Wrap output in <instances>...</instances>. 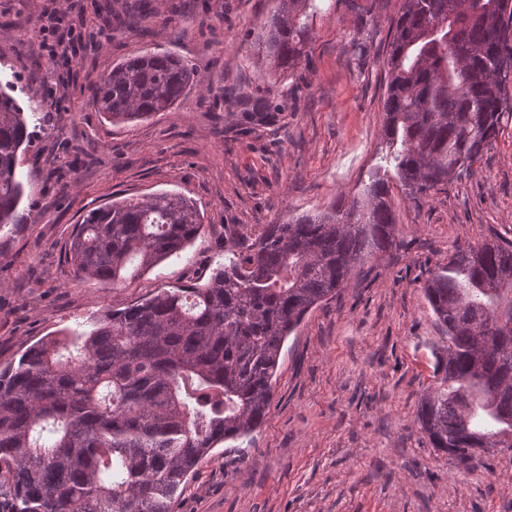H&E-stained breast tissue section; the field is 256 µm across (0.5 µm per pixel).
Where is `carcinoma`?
<instances>
[{
	"label": "carcinoma",
	"mask_w": 512,
	"mask_h": 512,
	"mask_svg": "<svg viewBox=\"0 0 512 512\" xmlns=\"http://www.w3.org/2000/svg\"><path fill=\"white\" fill-rule=\"evenodd\" d=\"M315 0H276L255 42L287 78L305 56ZM156 18L136 0L109 20ZM382 160L416 202L468 170L512 117V0H403L392 23ZM201 84L170 52L127 58L89 87L112 122L169 111ZM247 111L275 119L266 97ZM31 132L0 86V225L15 224L25 186L17 156ZM203 228L178 193L114 201L76 227L69 260L81 280L115 284L181 252ZM389 186L375 178L318 213L235 231L209 279L101 311L84 331L41 339L0 369V470L13 512H173L216 446L260 428L284 342L370 258L396 246ZM448 345L417 422L439 452L469 466L512 448V239L457 248L423 288Z\"/></svg>",
	"instance_id": "obj_1"
}]
</instances>
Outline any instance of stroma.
<instances>
[{"label": "stroma", "mask_w": 512, "mask_h": 512, "mask_svg": "<svg viewBox=\"0 0 512 512\" xmlns=\"http://www.w3.org/2000/svg\"><path fill=\"white\" fill-rule=\"evenodd\" d=\"M98 0H0V85L37 127L18 154L32 187L0 226V367L30 345L88 329L99 309L205 283L226 228L256 231L320 212L381 163L385 60L402 0H323L292 76L256 68L252 43L273 0H162L139 28L104 22ZM62 8L66 57L39 34ZM171 49L203 76L170 111L112 124L87 88L113 63ZM263 95L276 121L232 96ZM176 191L204 228L184 251L114 285L76 279L71 234L115 200ZM397 245L312 309L284 343L263 425L215 448L174 512H512V448L475 467L432 448L416 422L447 341L422 288L457 247L512 238V121L461 179L412 201L390 185Z\"/></svg>", "instance_id": "35a3bbf8"}]
</instances>
